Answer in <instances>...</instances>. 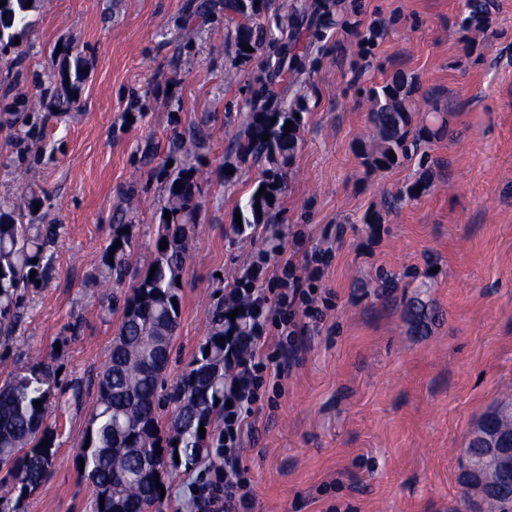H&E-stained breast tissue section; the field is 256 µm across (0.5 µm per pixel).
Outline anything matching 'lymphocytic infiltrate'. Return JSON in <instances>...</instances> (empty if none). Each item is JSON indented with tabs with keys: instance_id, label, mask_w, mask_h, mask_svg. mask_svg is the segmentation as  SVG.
<instances>
[{
	"instance_id": "1",
	"label": "lymphocytic infiltrate",
	"mask_w": 512,
	"mask_h": 512,
	"mask_svg": "<svg viewBox=\"0 0 512 512\" xmlns=\"http://www.w3.org/2000/svg\"><path fill=\"white\" fill-rule=\"evenodd\" d=\"M333 256L326 246L274 263L264 248L234 281L236 297L246 299L252 312L253 331L225 343L224 478L210 496L211 512H253V487L239 461L255 431L257 405L267 393L281 392L283 379L298 363L309 320L321 314L317 283Z\"/></svg>"
}]
</instances>
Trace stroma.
Masks as SVG:
<instances>
[{
  "label": "stroma",
  "instance_id": "obj_1",
  "mask_svg": "<svg viewBox=\"0 0 512 512\" xmlns=\"http://www.w3.org/2000/svg\"><path fill=\"white\" fill-rule=\"evenodd\" d=\"M472 2L336 0L329 26L295 23L306 71L288 95L305 111L273 222L335 255L320 283L324 319L302 336L300 363L242 457L254 512L468 508L460 450L512 401V0H487L481 32ZM223 4L36 0L19 44L0 51V205L37 195L24 223L62 227L52 274L0 343V381L37 351L60 366L64 390L48 411L60 446L43 487L21 498L0 482L16 512H93L74 458L122 312L90 278L120 222L131 272L149 263L166 200L159 167L200 172L168 382L206 335L210 303L264 245V231L248 245L230 232L262 166L229 145L278 37L240 61L238 18ZM77 66L76 102L58 111ZM396 76L414 101L433 97L426 123L448 132L429 165L414 155L372 170L365 93Z\"/></svg>",
  "mask_w": 512,
  "mask_h": 512
}]
</instances>
